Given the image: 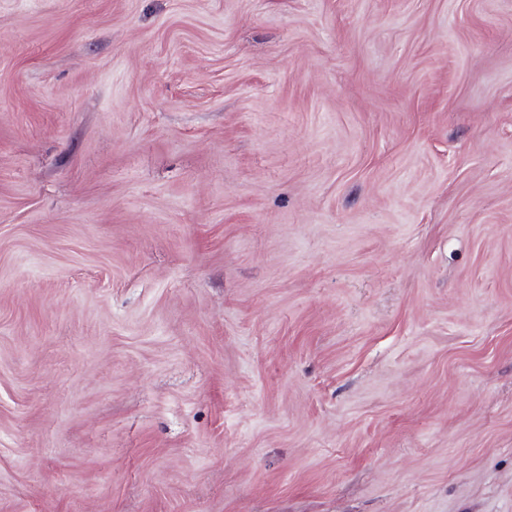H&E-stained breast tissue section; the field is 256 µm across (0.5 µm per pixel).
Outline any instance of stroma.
Here are the masks:
<instances>
[{"label": "stroma", "instance_id": "35a3bbf8", "mask_svg": "<svg viewBox=\"0 0 512 512\" xmlns=\"http://www.w3.org/2000/svg\"><path fill=\"white\" fill-rule=\"evenodd\" d=\"M0 512H512V0H0Z\"/></svg>", "mask_w": 512, "mask_h": 512}]
</instances>
